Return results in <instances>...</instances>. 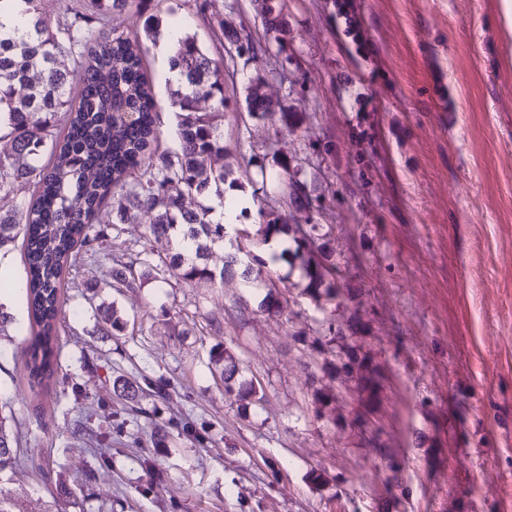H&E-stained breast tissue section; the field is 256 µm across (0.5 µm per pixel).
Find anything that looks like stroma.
<instances>
[{
	"label": "stroma",
	"instance_id": "obj_1",
	"mask_svg": "<svg viewBox=\"0 0 512 512\" xmlns=\"http://www.w3.org/2000/svg\"><path fill=\"white\" fill-rule=\"evenodd\" d=\"M138 0L122 30L179 24L224 64V144L248 167L249 207L302 224H331L340 279L360 289L370 347L389 378L376 426L392 448H364L352 423L317 418L323 384L315 343L331 306L275 266L289 309L268 316L270 284L202 286L174 277L112 287L115 256L172 244L148 217L122 224L111 255L85 262L66 292L58 368L30 386L24 298L0 336V407L24 423L21 462L6 477L25 512H47L60 485L67 512H512V27L502 0H355L365 54L336 24V0H280L272 33L260 0ZM223 16L233 38L214 36ZM157 101L160 150L178 147L163 42L142 43ZM281 107L314 113L291 136L248 117L255 78ZM379 80L381 107L363 101ZM446 97L435 96L437 82ZM281 147L311 205H288L261 183ZM115 304L124 332L103 330L95 306ZM219 326H212V319ZM235 358L263 400L241 406L214 374L212 353ZM108 448L97 468L70 435L73 420ZM323 481H316V474Z\"/></svg>",
	"mask_w": 512,
	"mask_h": 512
}]
</instances>
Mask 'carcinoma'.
Listing matches in <instances>:
<instances>
[{
	"mask_svg": "<svg viewBox=\"0 0 512 512\" xmlns=\"http://www.w3.org/2000/svg\"><path fill=\"white\" fill-rule=\"evenodd\" d=\"M32 17L34 35L0 36V192L17 181L33 183V198L15 212L0 214V247L22 237L26 273V306L30 339L26 370L32 385L49 388L57 365V336L63 314L65 275L87 259L112 248V228L151 216L156 238L189 240L194 255L178 251L158 265L152 254L139 251L115 270V288L135 284L141 277L170 275L214 285L239 272L244 281L271 276L277 257L267 260L245 249L243 241L283 235L292 244L282 257L303 272V291L319 306L340 297L356 300L354 287L340 286L336 236L322 224H290L275 210H258L259 224L237 235L233 253L216 273L205 263L211 246L224 242V225L210 219L211 207L186 205L191 198L224 196V182L235 173L224 148V69L210 59L193 34H185L170 57L184 81L173 93L179 149L155 154L159 141L155 100L143 71L141 39L120 31L114 21L136 0H83L73 15L54 30L39 16V0H23ZM264 81H252L246 104L249 116L270 120L290 133L314 119L303 112L298 123L262 92ZM27 93L18 97L15 90ZM201 99L213 101L202 111ZM278 170L269 177L285 181L290 204L310 205L306 185L288 178V154L273 150ZM46 156L36 165L40 156ZM290 296L268 293L264 307L278 314ZM103 323L115 331L123 322L112 304H100ZM364 322L357 307H345L341 320L327 321V341L321 370L330 383L313 394L316 414L337 426L352 413L351 403L364 399L363 383L377 376L379 363L371 354ZM228 392L245 401H262L254 383L233 387L237 368L230 354L211 357ZM19 433L0 412V474L17 459ZM19 494L0 482V512H20Z\"/></svg>",
	"mask_w": 512,
	"mask_h": 512,
	"instance_id": "carcinoma-1",
	"label": "carcinoma"
}]
</instances>
